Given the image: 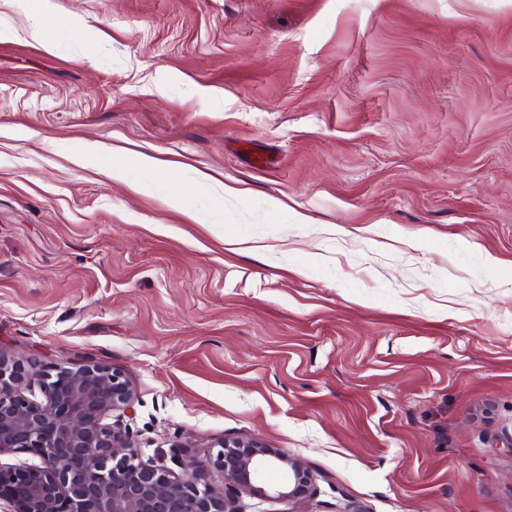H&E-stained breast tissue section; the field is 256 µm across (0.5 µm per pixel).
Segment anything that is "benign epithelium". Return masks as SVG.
Masks as SVG:
<instances>
[{"label":"benign epithelium","instance_id":"benign-epithelium-1","mask_svg":"<svg viewBox=\"0 0 512 512\" xmlns=\"http://www.w3.org/2000/svg\"><path fill=\"white\" fill-rule=\"evenodd\" d=\"M123 375L88 362L45 369L0 347V456L27 450L37 464L0 462L3 512H239L230 491L301 499L312 477L295 458L255 438L219 443L204 459L143 461L108 419L133 409ZM180 472H175L174 468ZM276 468L283 480L260 483Z\"/></svg>","mask_w":512,"mask_h":512}]
</instances>
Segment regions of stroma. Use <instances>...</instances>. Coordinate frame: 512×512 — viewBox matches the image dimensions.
Listing matches in <instances>:
<instances>
[{"mask_svg": "<svg viewBox=\"0 0 512 512\" xmlns=\"http://www.w3.org/2000/svg\"><path fill=\"white\" fill-rule=\"evenodd\" d=\"M0 347L244 512H512V0H0Z\"/></svg>", "mask_w": 512, "mask_h": 512, "instance_id": "obj_1", "label": "stroma"}]
</instances>
